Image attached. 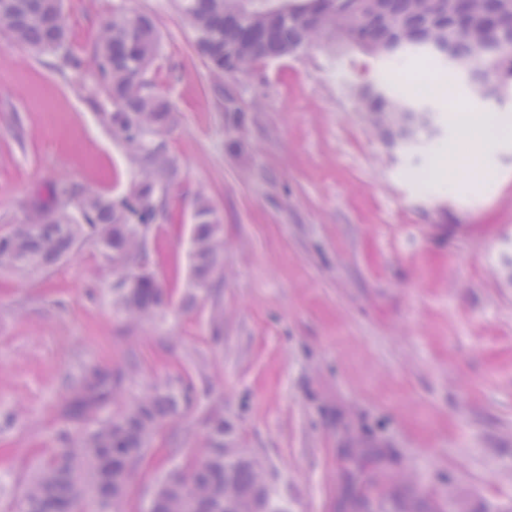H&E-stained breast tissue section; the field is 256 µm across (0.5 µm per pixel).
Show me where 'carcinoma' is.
<instances>
[{
  "label": "carcinoma",
  "mask_w": 512,
  "mask_h": 512,
  "mask_svg": "<svg viewBox=\"0 0 512 512\" xmlns=\"http://www.w3.org/2000/svg\"><path fill=\"white\" fill-rule=\"evenodd\" d=\"M235 0H177L195 31V50L222 75L288 56L324 35L344 40L372 56L402 63L411 54H429L441 45L448 59L467 61L473 48L481 79L512 81V4L508 0H293L288 10L240 11ZM0 34L42 52L59 55L60 66L78 70L81 59L68 47L63 0H0ZM160 51V36L147 14H112L102 27L95 55L98 90L111 108L101 122L127 150L136 166L131 193L116 200L80 184L59 180L28 202L19 222L0 233V266L20 272L45 271L84 245L120 274L112 285L116 310L128 320L161 311L167 296L155 272L129 273L126 264L151 261L147 236L169 219L168 192L176 171L165 134L173 125L169 101L148 72ZM372 126L390 145L407 148L432 140L435 112L411 94H396L383 82L358 91ZM229 123L246 117L235 99L225 100ZM191 228V285L214 286L223 251L220 218L209 200L197 198ZM119 381L112 372L82 373L72 387L70 420L84 426L64 429L34 468L22 501L24 512H127V490L136 477L129 461L148 457L162 423L190 401L189 390L155 386L104 418ZM186 471L159 481L148 512H288L255 459H224V420L208 430L204 448L191 449Z\"/></svg>",
  "instance_id": "cac0c4a2"
}]
</instances>
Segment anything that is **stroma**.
Here are the masks:
<instances>
[{
	"label": "stroma",
	"instance_id": "35a3bbf8",
	"mask_svg": "<svg viewBox=\"0 0 512 512\" xmlns=\"http://www.w3.org/2000/svg\"><path fill=\"white\" fill-rule=\"evenodd\" d=\"M64 4L81 70L0 37V231L60 179L129 195L135 166L96 116L92 57L113 9L146 13L175 113L173 218L148 238L171 301L126 321L88 245L46 273L0 269V512H21L33 460L69 426L68 385L91 368L123 375L125 397L191 382L158 443L200 447L223 418L225 443L264 464L289 512H512V141L488 156L491 178L436 169L456 116L512 118V96L477 94L432 55L395 69L328 37L219 79L174 0ZM420 79L455 84L435 101L438 147L388 145L357 91ZM227 91L241 128L225 122ZM201 193L224 235L207 292L189 287ZM182 467L157 458L130 512Z\"/></svg>",
	"mask_w": 512,
	"mask_h": 512
}]
</instances>
